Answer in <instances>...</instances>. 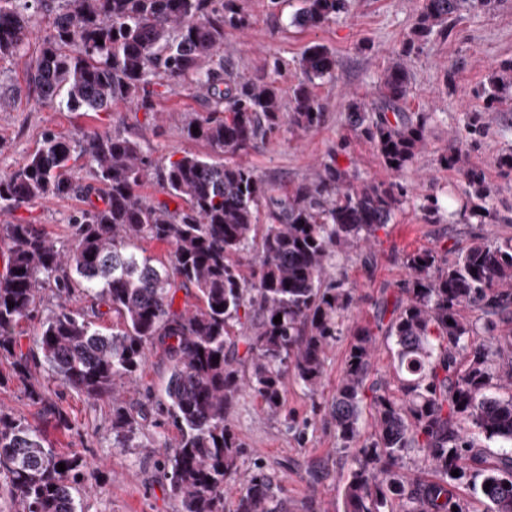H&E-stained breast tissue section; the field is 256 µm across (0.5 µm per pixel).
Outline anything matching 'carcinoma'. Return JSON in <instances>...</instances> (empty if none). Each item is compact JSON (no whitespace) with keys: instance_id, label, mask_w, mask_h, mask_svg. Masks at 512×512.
Here are the masks:
<instances>
[{"instance_id":"1","label":"carcinoma","mask_w":512,"mask_h":512,"mask_svg":"<svg viewBox=\"0 0 512 512\" xmlns=\"http://www.w3.org/2000/svg\"><path fill=\"white\" fill-rule=\"evenodd\" d=\"M62 2L31 67L38 98L70 112H106L119 101L149 111L161 81L190 80L211 95L213 107L186 116L183 130L213 154L187 153L159 171L163 192L185 203L173 211L139 193L152 163L138 140L120 130L90 132L74 143L49 132L22 165L0 176L1 212L78 191L103 202L72 217L61 245L32 224H0L8 254L0 276V359L27 399L69 428L51 388L32 373L42 368L89 400L112 398V447L153 448L137 442L149 412L127 407L115 392L135 381L153 349H162L170 375L159 412L179 432L167 456L171 494L178 512H224L241 453L229 422L236 400L252 391L275 416L288 374L318 396L326 351L347 336L343 376L329 406L336 439L353 462L343 512H468L456 489L485 460L466 431L512 448V329L505 328L512 323V238L480 236L455 257L427 249L405 255L408 278L394 301L382 300L375 326L348 322L354 289L336 278L332 260L373 242L390 223L400 202L393 186L358 188L347 170L326 164L278 193L251 166L214 158L246 154L284 123L293 130L316 127L323 113L311 85L332 77L333 54L321 45L305 50L303 79L285 112L274 85L239 83L224 66L211 65L224 29L247 25L224 0ZM29 3L0 0V58L25 52ZM303 3L294 23L304 28L349 10V0ZM494 3L422 0L410 40L378 77V98L349 103L350 126L391 170H403L427 143L425 116L402 110L415 42L436 27L448 29L464 11ZM510 92L512 60H505L484 89L488 116L495 117ZM74 153L90 162L95 184L82 186L66 175ZM441 161L460 171L462 193L477 200L469 218L485 223L491 188L483 173L464 164L459 148ZM145 241L169 247L168 258L147 254ZM245 253L253 254L247 270ZM184 288L196 290L193 310L175 307ZM47 289L57 304L25 347L15 327L32 316ZM76 293L89 305L70 308ZM102 306L112 313L109 332L98 326ZM378 332L393 341L392 372L372 382ZM412 453L418 464L409 470L404 459ZM87 467L0 408V478L16 512H76L73 490ZM475 491L486 512H512V451L485 469ZM235 512L288 508L259 469L240 491Z\"/></svg>"}]
</instances>
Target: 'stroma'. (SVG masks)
<instances>
[{
	"instance_id": "35a3bbf8",
	"label": "stroma",
	"mask_w": 512,
	"mask_h": 512,
	"mask_svg": "<svg viewBox=\"0 0 512 512\" xmlns=\"http://www.w3.org/2000/svg\"><path fill=\"white\" fill-rule=\"evenodd\" d=\"M419 0H350L349 13L318 28L301 29L292 22L302 0H234L247 19L244 29H225L221 55L224 66L239 82L271 83L290 99L302 79L299 60L306 48L319 44L336 59L332 80L318 82L314 93L322 104L321 124L308 132L288 127L269 134L245 157L262 179L285 192L309 179L324 163L337 161L348 169L354 186L393 185L402 204L390 224L368 247L340 255L335 275L356 290L349 312L352 321L372 322L382 298L393 297L407 277L406 253L435 249L450 254L465 251L479 236L512 237V98L484 133L469 138L466 123L483 117L482 94L501 61L512 59V0H497L496 8L471 10L450 21L447 30L434 31L416 44L409 57L412 90L403 104L408 112H427V146L412 164L389 170L374 144L352 131L347 120L350 99L374 100L377 78L393 52L410 38ZM26 53L0 60V175L17 169L40 145L44 132L70 140L84 134L122 130L135 137L153 166L159 167L187 153L208 154L200 141L186 137V113H204L210 98L181 80L165 81L152 110L119 102L106 112L59 111L39 101L29 84L30 66L50 33L54 11L32 6ZM453 84H446V71ZM462 146L470 166L483 172L492 187L488 206L493 218L484 224L440 217L425 220L420 206L428 197L446 200L458 193L461 175L442 165V153ZM83 197L72 195L24 204L1 221L31 224L49 237L66 240L68 219L85 208ZM347 341L336 342L325 361L321 395L310 396L293 377L283 384L284 405L269 416L262 399L244 392L229 418L242 444L237 484H244L255 468H263L283 490L288 512H342L341 492L352 460L341 452L328 409L342 376ZM169 376L162 351L152 352L135 383L125 385V404L151 409L153 416L141 430L139 448L112 445V401L88 400L66 386H57L58 404L71 427L60 428L41 406L32 404L18 381L0 385V406L41 429L52 447L76 454L88 471L75 500L78 512H177L170 493V476L163 469V446H174L176 428L155 414L154 395ZM320 472L311 480L310 469Z\"/></svg>"
}]
</instances>
